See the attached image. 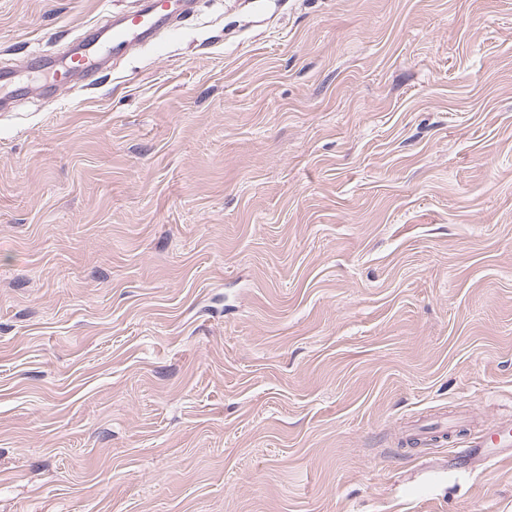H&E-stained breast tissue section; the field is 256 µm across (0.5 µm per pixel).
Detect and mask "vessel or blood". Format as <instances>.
<instances>
[{"mask_svg":"<svg viewBox=\"0 0 512 512\" xmlns=\"http://www.w3.org/2000/svg\"><path fill=\"white\" fill-rule=\"evenodd\" d=\"M183 3L184 0H142L135 12L114 15L110 22L95 28L91 38L75 42L62 55L42 57V67L51 72L55 82H66L68 77L98 64L95 46L99 38H106L116 49L146 42L172 25ZM464 454L488 464L512 457V421L493 424L489 433L465 448Z\"/></svg>","mask_w":512,"mask_h":512,"instance_id":"obj_1","label":"vessel or blood"}]
</instances>
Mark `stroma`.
Returning a JSON list of instances; mask_svg holds the SVG:
<instances>
[{"instance_id":"stroma-1","label":"stroma","mask_w":512,"mask_h":512,"mask_svg":"<svg viewBox=\"0 0 512 512\" xmlns=\"http://www.w3.org/2000/svg\"><path fill=\"white\" fill-rule=\"evenodd\" d=\"M138 7L0 0V512H512V0ZM185 2L186 0H144L135 12L112 16V21L89 33L90 39L75 42L62 55L42 56L39 51H34L33 59H40L43 69L52 73L56 83H64L68 81V77L72 78L83 70H88L92 64L98 67L99 55L96 54L95 46L102 37L112 42L113 50L144 43L172 25ZM455 420H458V418L448 416V418L444 417L441 420L434 422L430 425L410 426L405 431V434L407 436L415 437L421 441L427 438L431 434V432H434L433 434L449 433L454 427ZM487 434L479 437L478 441L472 442L468 448H459L456 451L471 457L478 462L495 464L504 456L512 457V421H501L493 424Z\"/></svg>"}]
</instances>
